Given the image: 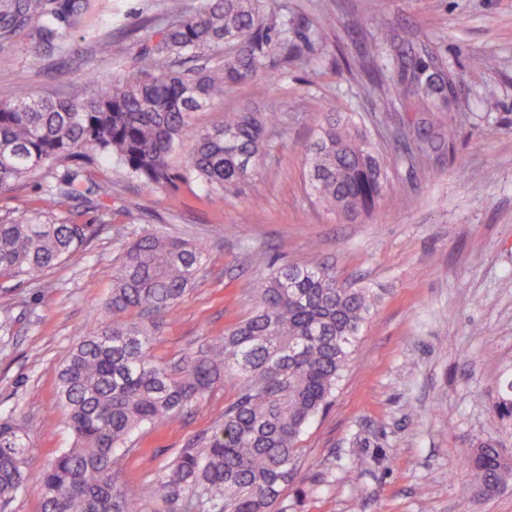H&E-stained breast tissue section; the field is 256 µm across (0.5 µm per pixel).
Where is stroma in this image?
<instances>
[{"label": "stroma", "mask_w": 512, "mask_h": 512, "mask_svg": "<svg viewBox=\"0 0 512 512\" xmlns=\"http://www.w3.org/2000/svg\"><path fill=\"white\" fill-rule=\"evenodd\" d=\"M266 23L287 21L303 59L272 55L269 93L282 116L270 155L240 185L209 194L185 179L187 147L169 162L173 181L152 193L99 160L84 178L112 182L111 197L67 201L64 219L97 225L77 257L22 279H0V413L17 416L40 470L71 444L56 397L68 348L101 319L112 264L143 232L203 241L207 261L189 293L159 323L154 355L181 362L251 315L272 264L317 255L337 277L373 289L378 303L329 409L299 443L301 476L280 497L287 512H512V480L479 498L461 460L490 439L512 455V424L493 409L512 372V0H261ZM167 22L164 0H91L75 52L0 42V101L16 86L66 96L91 78L128 69L138 43ZM402 30L455 76L445 147L417 159L394 150L407 125L400 87L382 54L369 83L364 52ZM112 36V58L93 53ZM485 60L481 71L470 59ZM498 105L487 109L485 97ZM251 86L193 113L199 128L252 105ZM351 116L375 143L395 185L367 215L348 220L314 205L305 146L322 113ZM43 169L0 194V214L35 205ZM232 379L198 405L131 438L118 481L137 497L183 449L198 448L234 400Z\"/></svg>", "instance_id": "obj_1"}]
</instances>
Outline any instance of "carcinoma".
Wrapping results in <instances>:
<instances>
[{"instance_id": "obj_1", "label": "carcinoma", "mask_w": 512, "mask_h": 512, "mask_svg": "<svg viewBox=\"0 0 512 512\" xmlns=\"http://www.w3.org/2000/svg\"><path fill=\"white\" fill-rule=\"evenodd\" d=\"M90 0H0V38L22 31L38 46L70 48ZM168 23L136 53L135 71L114 75L68 98L35 96L18 87L0 103V193L60 161L101 158L121 167L143 188L169 183L170 154L191 144L184 177L212 193L238 185L271 148L264 112H235L220 126L200 129L189 118L224 87L259 82L277 51L292 59L288 27L272 39L259 0H204L190 13L183 0H165ZM224 51L216 64L180 67L182 58ZM403 94L430 112L450 107L452 79L424 46L402 41L392 57ZM419 154L438 147L429 128L412 126ZM363 133L351 119L325 115L306 148L308 185L316 203L344 216L368 212L394 190L377 152L365 153ZM112 196V183L83 186L80 167H68L45 188L41 206L0 215V277L20 278L75 257L95 236L91 224H70L57 208L77 197ZM208 246L146 231L116 259L105 318L67 351L57 395L73 433L44 469L30 470L32 448L11 415L0 416V502L30 484L41 512H146L117 483L133 432L178 417L229 376L237 396L200 448H186L155 476L150 498L166 512H285L276 510L283 488L298 475V443L335 397L377 297L370 288L341 282L316 258L278 266L263 279L255 311L182 367L153 355L156 320L170 313L194 285ZM512 420V379L493 404ZM482 489L512 477V460L492 440L463 457Z\"/></svg>"}]
</instances>
